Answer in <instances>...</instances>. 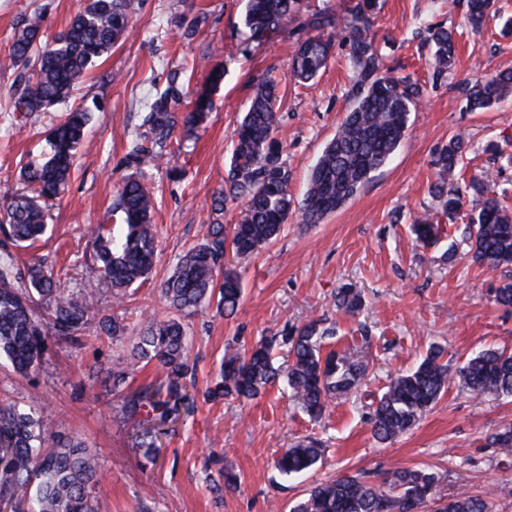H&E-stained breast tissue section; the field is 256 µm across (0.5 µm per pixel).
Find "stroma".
Masks as SVG:
<instances>
[{"label":"stroma","mask_w":512,"mask_h":512,"mask_svg":"<svg viewBox=\"0 0 512 512\" xmlns=\"http://www.w3.org/2000/svg\"><path fill=\"white\" fill-rule=\"evenodd\" d=\"M356 0H298L297 12L271 39H251L244 25L245 0H130L129 34L98 59L77 84L68 103L10 119L16 70L0 68V204L21 192L22 167L42 159L45 138L69 108H91L87 135L61 200L49 212L45 238L13 248L14 264L52 269L62 287L98 281V308L118 316L123 336L102 334L90 321L81 341L49 340L41 364L22 378L0 365V402H17L48 416L57 432L85 441L101 465L97 494L107 512H288L306 483L279 478L274 461L281 450L308 439L322 443L318 480L369 472L376 478L397 466L439 472L442 493L466 489L488 494L491 512H512V456L489 445L487 434L512 424V396L476 403L451 384L409 433L377 442L369 407L388 376L419 363L431 346L447 350L450 365L492 347L512 348V307L497 305L494 291L512 281V266L492 271L473 263L466 215L442 217L446 248L416 246L410 224L434 209L428 192L438 149L457 135L466 143L460 189L488 185L494 198L512 208V95L486 110H469L464 81L478 73L512 70V0H494L481 33H472L457 0H378L377 42L388 66L428 84V96L412 113L409 128L388 162L358 194L321 223L289 218L281 234L240 270L244 297L234 317L215 308L187 317L197 363L195 409L170 423L156 461L135 444L136 425L117 413L111 386L90 375L126 368V358L144 314L164 317L160 284L178 256L200 243L213 217V194L223 188L230 164L229 140L261 77L279 83V136L292 172V191L302 197L310 170L352 105L354 74L346 48L334 43L326 69L307 85L288 78L298 43L309 37L310 15L344 16ZM83 0H0V60L8 54L22 21L41 13L48 36L63 31ZM454 30L458 58L445 81L431 82L432 57L424 46L427 25ZM224 71L209 88L211 69ZM185 92L210 89L213 108L193 135L177 128L185 144L170 164L151 169L153 221L158 256L131 300L114 306L112 289L99 282L92 259L90 226L120 223L112 211L118 184L130 174L126 133L137 127L146 102L169 82ZM177 168L179 177L169 174ZM349 284L362 295L358 316L338 311L334 295ZM324 319L337 327L335 349L351 347L359 323L371 329L369 371L350 399L333 402L321 420L301 411L285 383L242 403L206 401L202 395L228 349L251 348L263 336ZM232 466L234 488L214 493L221 465Z\"/></svg>","instance_id":"1"}]
</instances>
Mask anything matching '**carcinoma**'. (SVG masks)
I'll return each instance as SVG.
<instances>
[{
	"mask_svg": "<svg viewBox=\"0 0 512 512\" xmlns=\"http://www.w3.org/2000/svg\"><path fill=\"white\" fill-rule=\"evenodd\" d=\"M493 5L494 0H466L464 18L472 31L482 29ZM375 7V0H358L341 23L322 15L304 23L320 34L299 43L290 63L291 78L298 83L314 80L327 67L334 32L339 30L356 77L351 91L356 104L313 166L299 202L291 194L292 174L283 159L284 145L277 138V86L267 80L255 82L250 104L232 135L228 177L211 203L216 214L229 204H243L240 219L227 228L218 222L209 225L203 241L178 258L174 272L161 286V297L175 315L145 318L133 339L127 370L112 374V386L117 389L131 371L151 363L158 369L152 382L121 395L123 416L142 414L149 423L136 438L146 459H155V426L193 407L186 379L194 377L195 367L188 356L191 339L183 318L212 303L218 313L234 315L242 297L236 268L276 239L293 213H299L302 224H319L342 208L388 161L408 128L411 113L423 104L424 86L395 75L383 61L373 31ZM127 11L128 0H86L69 26L50 40L41 15H29L8 54L10 66L26 70L16 85L12 112L28 116L69 100L86 70L128 34ZM295 11L296 0H246L244 23L254 39L264 40L277 33ZM427 31L435 85L455 58L456 41L443 26H429ZM510 94L512 71L476 76L467 83V104L473 110L488 108ZM182 97L176 81H171L149 103L150 112L142 120L146 130L127 133V157L136 172L123 178L118 191L115 209L123 214L120 231L107 224L91 228L98 269L118 305L128 302V290L148 279L152 270L158 237L146 179L148 170L170 154L175 112ZM191 104L184 118L188 134L204 120L213 102L210 93L203 91ZM89 120V109L70 110L50 132L46 157L21 169L26 190L0 207L4 237L0 242V358H6L24 378L41 363L48 338L79 340L97 305L95 283L89 281L76 291L63 288L40 264L22 274L15 270L8 249L10 244L33 241L44 233L47 211L65 189ZM463 146V137L456 136L434 156L436 180L429 191L438 211L414 218L411 232L417 245H438L446 234L437 224L438 214H455L466 205L467 196L454 185ZM472 189L485 197L469 227L472 260L489 270L512 265V213L487 197V186ZM335 302L352 316L362 306L360 295L347 287L338 289ZM99 327L114 338L126 331L116 317L101 318ZM358 332L357 347L327 352L323 347L336 337L337 328L323 320H313L291 335L264 336L248 351L224 354L219 376L205 397L253 400L284 377L300 408L319 419L333 400L350 395L366 375L363 353L372 336L365 324ZM278 345L288 347L291 357L285 372L273 363ZM443 356L444 348L435 346L413 370L390 378L370 417L378 442L409 432L456 381L477 403L512 395L511 352L482 350L453 372ZM486 441L503 455H511L512 426L493 431ZM321 453L315 441L299 443L281 453L276 470L286 479L301 477ZM99 481L97 454L83 441L58 435L32 409L0 404V502L9 504L11 512H105L106 505L96 495ZM440 486L441 476L423 469L397 467L380 483L365 473H345L314 483L290 512H425L428 504L440 502L442 512H490L488 496L460 490L448 497Z\"/></svg>",
	"mask_w": 512,
	"mask_h": 512,
	"instance_id": "1",
	"label": "carcinoma"
}]
</instances>
